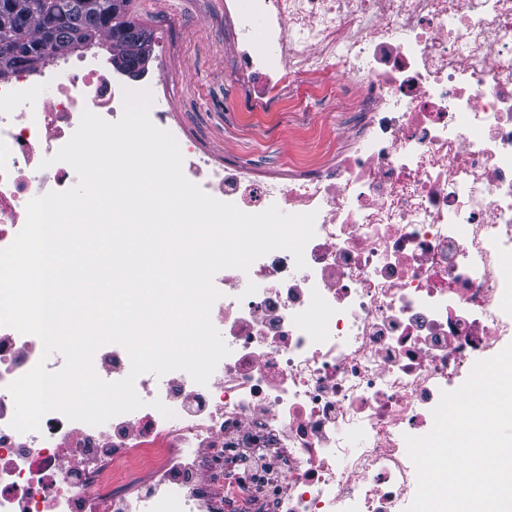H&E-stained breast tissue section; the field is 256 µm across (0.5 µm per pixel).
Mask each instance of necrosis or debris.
<instances>
[{
	"mask_svg": "<svg viewBox=\"0 0 512 512\" xmlns=\"http://www.w3.org/2000/svg\"><path fill=\"white\" fill-rule=\"evenodd\" d=\"M224 36L246 88L311 90L335 113L330 163L279 177L223 162L153 78L150 119L212 197L315 213L307 266L276 250L225 269L230 353L208 383L141 374L143 407L99 426L50 412L12 427L8 386L42 342L0 326V512H405L406 436L512 344V0H224ZM128 86L85 57L0 85V249L30 200L77 184L53 155L83 111L118 120Z\"/></svg>",
	"mask_w": 512,
	"mask_h": 512,
	"instance_id": "obj_1",
	"label": "necrosis or debris"
}]
</instances>
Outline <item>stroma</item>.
I'll return each mask as SVG.
<instances>
[{"label":"stroma","instance_id":"35a3bbf8","mask_svg":"<svg viewBox=\"0 0 512 512\" xmlns=\"http://www.w3.org/2000/svg\"><path fill=\"white\" fill-rule=\"evenodd\" d=\"M130 13L151 34V53H170L162 82L187 134L230 162L263 170L294 158L322 161L305 113L254 111L225 73L234 47L224 39V0H132Z\"/></svg>","mask_w":512,"mask_h":512}]
</instances>
